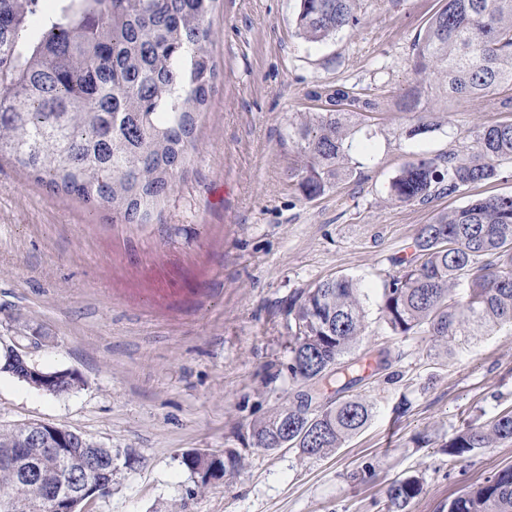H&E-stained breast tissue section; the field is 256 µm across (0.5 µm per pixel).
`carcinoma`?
<instances>
[{"instance_id":"cac0c4a2","label":"carcinoma","mask_w":512,"mask_h":512,"mask_svg":"<svg viewBox=\"0 0 512 512\" xmlns=\"http://www.w3.org/2000/svg\"><path fill=\"white\" fill-rule=\"evenodd\" d=\"M41 0H0V160L15 164L54 193L74 196L92 208H108L126 224L150 221L169 196L174 173L186 161L199 114L216 76L210 18L219 0H57L45 13ZM359 24L356 0H300L299 33L320 43ZM412 65L422 83L432 82L448 99L474 100L512 87V0H444L412 45ZM309 97L324 104L296 128L302 158L298 186L307 199L352 176L347 166L350 119L379 103L345 86L317 87ZM512 162V122L483 128L476 150L407 163L391 179L389 194L403 203L457 196L496 177ZM398 258L397 274L383 291L384 319L391 331L423 330L438 341L512 325V195L471 198L421 226ZM465 280V299L450 302L451 286ZM288 316L293 339L288 371L306 386L336 384L345 393L357 382L359 364L344 360L365 329L359 282L328 278L296 296ZM51 395L79 389L73 372L51 373ZM307 391L253 423L252 445L277 450L283 412L288 447L321 457L342 447L372 417L359 395L312 408ZM31 422L0 424V512L20 488V459L49 474L46 492H29L24 512H54L49 493L72 481L112 488V449L65 429L68 448L23 444ZM512 441V410L483 425H468L446 444L463 460L494 441ZM79 455L83 466L68 471L63 459ZM181 464L197 487L207 474L234 473L241 455L224 449L209 458L182 452ZM421 493L419 480L393 482L387 498L405 512ZM448 512H512V466L448 501Z\"/></svg>"}]
</instances>
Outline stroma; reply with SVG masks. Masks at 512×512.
I'll return each mask as SVG.
<instances>
[{
    "label": "stroma",
    "instance_id": "1",
    "mask_svg": "<svg viewBox=\"0 0 512 512\" xmlns=\"http://www.w3.org/2000/svg\"><path fill=\"white\" fill-rule=\"evenodd\" d=\"M299 0H220L217 77L172 191L146 224L113 220L0 162V343L41 333L30 353L85 385L61 396L0 374V423L40 420L112 449V490L81 512H388L387 489L419 479L406 512L448 502L512 466V442L452 460L464 425L512 408V328L451 344L394 334L383 288L421 225L473 196L511 195L512 163L490 182L426 203L393 200L408 162L469 154L483 127L512 122V91L435 100V130L408 137L398 108L417 85L412 44L440 0H359V25L301 38ZM343 85L381 103L350 136V179L314 199L297 185L290 139L317 111L306 93ZM337 275L362 288L366 329L351 358L368 426L322 457L252 447L255 420L303 391L288 372V301ZM238 449L239 471L200 489L185 450Z\"/></svg>",
    "mask_w": 512,
    "mask_h": 512
}]
</instances>
